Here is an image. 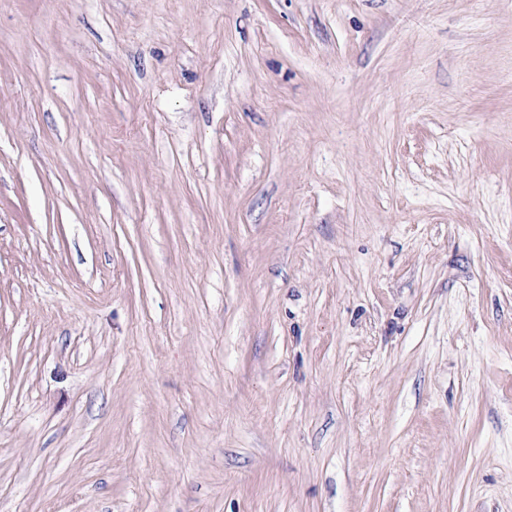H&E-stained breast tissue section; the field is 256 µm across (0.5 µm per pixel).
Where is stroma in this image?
I'll return each mask as SVG.
<instances>
[{"instance_id":"stroma-1","label":"stroma","mask_w":512,"mask_h":512,"mask_svg":"<svg viewBox=\"0 0 512 512\" xmlns=\"http://www.w3.org/2000/svg\"><path fill=\"white\" fill-rule=\"evenodd\" d=\"M0 512H512V0H0Z\"/></svg>"}]
</instances>
